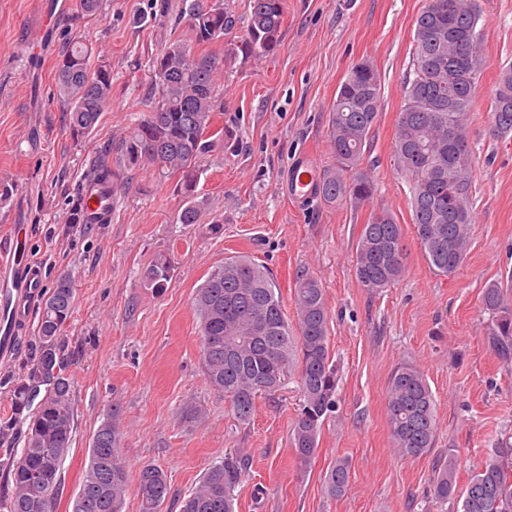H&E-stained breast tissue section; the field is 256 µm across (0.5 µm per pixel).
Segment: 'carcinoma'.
I'll return each mask as SVG.
<instances>
[{"label": "carcinoma", "instance_id": "1", "mask_svg": "<svg viewBox=\"0 0 512 512\" xmlns=\"http://www.w3.org/2000/svg\"><path fill=\"white\" fill-rule=\"evenodd\" d=\"M102 0H76L77 18L100 11ZM284 0H248L247 24L239 40L223 54L208 50L236 17L223 0H182L175 18L185 35L171 42L153 61L158 98L126 133L102 154L91 189L107 209L108 195L125 188L130 172L152 165L178 177L184 204L182 224L200 222L204 201L197 191L198 160L224 129L210 132L220 110L218 74L237 57L268 56L280 46ZM474 0H426L416 20L413 77L404 82L398 112L393 161L410 188L412 224L427 264L448 276L462 265L472 224L471 163L473 149L466 121L483 74L484 33ZM82 44L67 49L56 66L58 98L76 137L94 132L112 104V68L90 65ZM381 78L375 65L353 64L338 88L329 113L328 140L335 164L320 176L319 196L327 204L361 205L377 186L363 168L365 148L379 117ZM491 132L512 134V66L501 68L491 92ZM403 225L379 210L362 225L356 246L355 277L370 295L393 286L404 272ZM171 262L158 256L145 282L160 293L170 280ZM75 303L72 282L58 278L41 308L40 352L13 391V412L0 420V451L6 471L0 489L5 512H48L59 495L61 467L69 453L75 424L73 381L60 338ZM488 314V342L504 363L512 362V301L491 284L481 297ZM193 308L200 321V358L210 388L229 400L236 419L246 422L261 395H273L288 371L298 374L302 404L292 446L301 467L316 457L325 419L336 408L337 370L329 352L325 289L313 276L296 275L297 327L288 323L277 282L271 272L246 255L231 256L215 266L196 289ZM118 408L110 409L92 435L88 463L70 512H123L128 492L127 464ZM387 423L395 454L422 456L434 448L436 401L423 374L399 364L388 381ZM25 431H20L21 425ZM23 448H15L18 435ZM246 458L239 452L201 477L183 500L181 512H233V492L243 482ZM351 472L344 459L326 472L324 486L333 497L345 494ZM456 493L453 453L437 461L433 494L445 502ZM139 512H162L169 495L164 471L141 468ZM461 512H512V443L504 439L470 479Z\"/></svg>", "mask_w": 512, "mask_h": 512}]
</instances>
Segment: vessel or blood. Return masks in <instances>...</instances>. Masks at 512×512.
Listing matches in <instances>:
<instances>
[{
    "mask_svg": "<svg viewBox=\"0 0 512 512\" xmlns=\"http://www.w3.org/2000/svg\"><path fill=\"white\" fill-rule=\"evenodd\" d=\"M320 174L308 155L293 160L288 172V194L299 206L311 203ZM43 286L42 267L35 261L18 260L15 253L0 252V358L10 357L26 332L30 318L27 303L38 297Z\"/></svg>",
    "mask_w": 512,
    "mask_h": 512,
    "instance_id": "b4317fda",
    "label": "vessel or blood"
}]
</instances>
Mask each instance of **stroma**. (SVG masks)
<instances>
[{
  "instance_id": "35a3bbf8",
  "label": "stroma",
  "mask_w": 512,
  "mask_h": 512,
  "mask_svg": "<svg viewBox=\"0 0 512 512\" xmlns=\"http://www.w3.org/2000/svg\"><path fill=\"white\" fill-rule=\"evenodd\" d=\"M161 2L103 0L100 16L79 23L75 0H63L42 28L41 0H0V246L14 225H25L22 251L41 264L44 285L67 276L76 298L62 331L75 427L51 512H68L91 437L113 404L130 479L146 464L167 475L162 512H180L205 470L237 448L248 470L234 492L235 512H459V500L431 499L437 456L454 454L462 492L499 440L512 436V365L489 345L481 309L490 284L512 295V137L493 136L489 120L499 70L512 64V0H475L485 67L468 121L474 223L467 256L448 276L421 253L409 185L392 159L426 0H286L277 53L237 60L220 77L216 124L232 137L198 162L201 222L180 224L176 177L144 167L116 196L111 222L76 223L94 160L154 97L153 61L175 37ZM73 40L91 48L92 63L110 65L113 77L111 106L78 139L55 84L56 63ZM363 59L381 77L379 119L363 160L378 192L360 206L295 207L288 168L304 152L318 169L333 165L328 116L348 68ZM379 209L404 228L406 265L395 285L372 296L359 286L354 264L361 227ZM161 253L173 272L158 294L142 274ZM241 253L272 272L288 318L296 316L297 272L314 275L325 290L337 402L306 470L291 445L301 404L296 375L259 398L243 423L202 372L195 291L225 257ZM38 354L32 326L13 357L0 361V418L11 415L12 386ZM402 362L423 371L437 402L435 446L409 459L392 452L385 409L388 379ZM339 458L348 460L351 481L335 498L323 478Z\"/></svg>"
}]
</instances>
